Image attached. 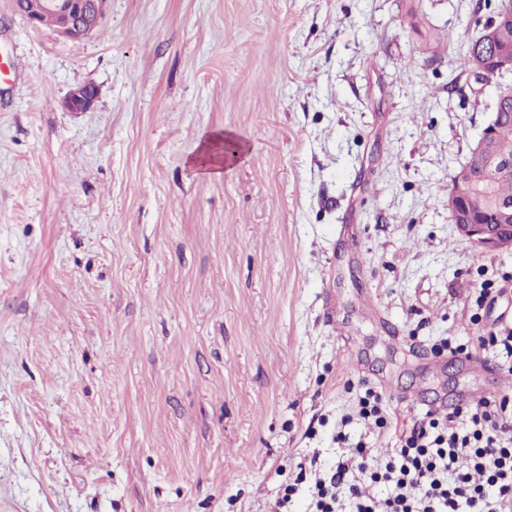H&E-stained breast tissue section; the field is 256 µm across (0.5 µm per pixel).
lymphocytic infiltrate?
<instances>
[{
    "mask_svg": "<svg viewBox=\"0 0 512 512\" xmlns=\"http://www.w3.org/2000/svg\"><path fill=\"white\" fill-rule=\"evenodd\" d=\"M358 413L399 432L396 448L378 468L373 449L351 447L309 486L308 512H375L361 492L366 483L388 487L382 512H512L511 397L429 411L404 424L369 388Z\"/></svg>",
    "mask_w": 512,
    "mask_h": 512,
    "instance_id": "f902f5d3",
    "label": "lymphocytic infiltrate"
}]
</instances>
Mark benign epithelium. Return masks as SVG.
<instances>
[{
    "instance_id": "benign-epithelium-1",
    "label": "benign epithelium",
    "mask_w": 512,
    "mask_h": 512,
    "mask_svg": "<svg viewBox=\"0 0 512 512\" xmlns=\"http://www.w3.org/2000/svg\"><path fill=\"white\" fill-rule=\"evenodd\" d=\"M107 0H18L17 13L31 26H39L41 16L52 12L57 18L56 31L72 40L84 38L99 31L104 24ZM512 15L499 10L482 27L478 40L496 43L495 34L499 26L511 21ZM512 73V49L495 47L491 60L479 58L472 78L478 84H487L498 75ZM96 100L94 87L84 84L71 89L64 100L69 112H87ZM501 100H495V112L483 128L471 148L472 152H492L497 124L504 119L500 111ZM483 181V176L463 167L456 171L448 186V212L460 237L479 251L512 250V201H502L491 210L487 218L478 221L474 217L468 188Z\"/></svg>"
}]
</instances>
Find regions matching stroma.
Segmentation results:
<instances>
[{
  "instance_id": "35a3bbf8",
  "label": "stroma",
  "mask_w": 512,
  "mask_h": 512,
  "mask_svg": "<svg viewBox=\"0 0 512 512\" xmlns=\"http://www.w3.org/2000/svg\"><path fill=\"white\" fill-rule=\"evenodd\" d=\"M500 4L108 0L70 40L0 0V512H269L337 433L394 447L365 389L404 422L512 394L434 350L512 325V251L445 204L493 109L457 60ZM96 97L93 86L89 84L77 86L67 93L64 108L68 112H87L93 107ZM224 141V133L219 130L206 133L195 152L186 159V164L199 175L221 177L224 170Z\"/></svg>"
}]
</instances>
